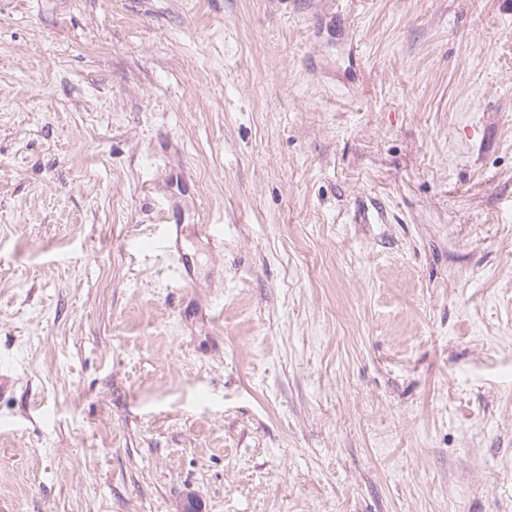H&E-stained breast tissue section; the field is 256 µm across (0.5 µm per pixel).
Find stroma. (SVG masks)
Returning a JSON list of instances; mask_svg holds the SVG:
<instances>
[{
    "label": "stroma",
    "mask_w": 512,
    "mask_h": 512,
    "mask_svg": "<svg viewBox=\"0 0 512 512\" xmlns=\"http://www.w3.org/2000/svg\"><path fill=\"white\" fill-rule=\"evenodd\" d=\"M0 371V512H512V0H0ZM167 203H165L166 205ZM166 210L165 233L162 237L163 250L170 255L177 257V264L174 268L176 279L185 285L191 283V261L184 252V243L189 237L205 238L210 242H220L221 237L216 233L214 224H192L191 231L187 233L184 226V211L176 201L171 198Z\"/></svg>",
    "instance_id": "obj_1"
}]
</instances>
